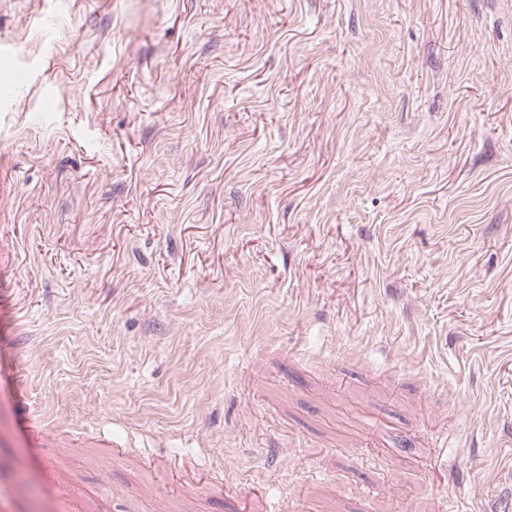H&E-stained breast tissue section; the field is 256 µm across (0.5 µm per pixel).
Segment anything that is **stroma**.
<instances>
[{
	"mask_svg": "<svg viewBox=\"0 0 512 512\" xmlns=\"http://www.w3.org/2000/svg\"><path fill=\"white\" fill-rule=\"evenodd\" d=\"M63 492L512 512V0H0V499Z\"/></svg>",
	"mask_w": 512,
	"mask_h": 512,
	"instance_id": "1",
	"label": "stroma"
}]
</instances>
